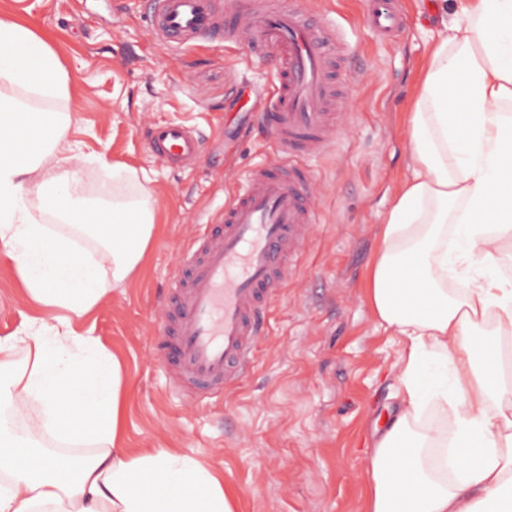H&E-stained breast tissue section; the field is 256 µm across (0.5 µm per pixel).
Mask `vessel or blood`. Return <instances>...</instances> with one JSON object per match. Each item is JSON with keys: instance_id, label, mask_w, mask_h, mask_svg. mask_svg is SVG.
<instances>
[{"instance_id": "1", "label": "vessel or blood", "mask_w": 512, "mask_h": 512, "mask_svg": "<svg viewBox=\"0 0 512 512\" xmlns=\"http://www.w3.org/2000/svg\"><path fill=\"white\" fill-rule=\"evenodd\" d=\"M369 2L377 29H403L402 0ZM149 21L155 35L175 44L223 33L225 43L248 44L276 70L264 116L278 161L251 169L245 188L185 250L157 342L177 390L206 398L250 368L264 313L316 221L315 179L301 161L333 148L345 125L335 69L345 38L336 22L316 23L294 0H264L251 19L230 28L219 0H153ZM148 141L174 165L191 163L200 149L185 126L155 125Z\"/></svg>"}]
</instances>
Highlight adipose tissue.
Here are the masks:
<instances>
[{
    "instance_id": "1",
    "label": "adipose tissue",
    "mask_w": 512,
    "mask_h": 512,
    "mask_svg": "<svg viewBox=\"0 0 512 512\" xmlns=\"http://www.w3.org/2000/svg\"><path fill=\"white\" fill-rule=\"evenodd\" d=\"M69 94L49 43L0 17V249L33 299L69 313L0 338V401L16 419L39 407L46 435L91 448L39 450L0 429V512H235L223 474L174 448L124 446L120 364L71 328L140 266L155 213L144 193L88 205L56 106ZM407 141L370 288L404 343L399 412L370 450L367 512H512V281L483 273L512 245V0H468L443 20ZM34 200L66 233L35 221ZM460 266L469 282L449 290ZM430 406L451 412L453 434L414 427Z\"/></svg>"
}]
</instances>
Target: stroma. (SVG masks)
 I'll return each instance as SVG.
<instances>
[{"mask_svg": "<svg viewBox=\"0 0 512 512\" xmlns=\"http://www.w3.org/2000/svg\"><path fill=\"white\" fill-rule=\"evenodd\" d=\"M432 2L405 0L407 30L385 39L367 25L363 0H307L314 18L346 33L349 129L306 160L318 220L263 319L251 370L223 395L192 402L159 361L156 336L183 248L250 169L275 159L262 129L274 69L220 36L191 46L159 40L150 0H0V15L43 36L65 70L68 146L108 160L80 171L90 204L144 187L156 212L139 269L71 327L121 364L127 446L176 448L223 472L236 512H365V451L395 411L403 348L372 310L370 276L381 225L409 175L407 121L438 27ZM157 122L192 126L201 147L191 167L151 152L146 134ZM115 164L126 180L113 181ZM66 316L28 296L15 261L0 254V337Z\"/></svg>", "mask_w": 512, "mask_h": 512, "instance_id": "stroma-1", "label": "stroma"}]
</instances>
